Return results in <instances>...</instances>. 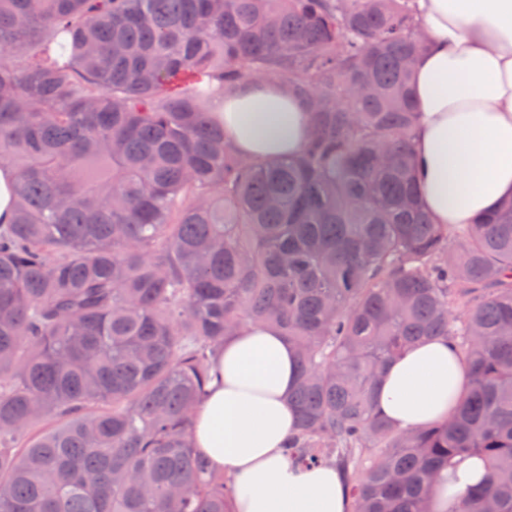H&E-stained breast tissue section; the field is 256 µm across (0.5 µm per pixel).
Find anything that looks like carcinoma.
Returning a JSON list of instances; mask_svg holds the SVG:
<instances>
[{"label": "carcinoma", "mask_w": 512, "mask_h": 512, "mask_svg": "<svg viewBox=\"0 0 512 512\" xmlns=\"http://www.w3.org/2000/svg\"><path fill=\"white\" fill-rule=\"evenodd\" d=\"M414 2L0 0V512H232L191 408L256 323L297 351L286 451L354 512H430L468 456L486 485L446 512H512V200L461 228L419 203ZM262 77L310 115L295 157L212 118ZM422 339L470 383L404 434L376 384ZM14 172L7 165L0 166V222L9 224L13 216L12 185Z\"/></svg>", "instance_id": "carcinoma-1"}]
</instances>
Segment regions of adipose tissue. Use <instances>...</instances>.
<instances>
[{"mask_svg":"<svg viewBox=\"0 0 512 512\" xmlns=\"http://www.w3.org/2000/svg\"><path fill=\"white\" fill-rule=\"evenodd\" d=\"M427 36L413 73L420 120L415 179L434 223L464 225L512 199V0H417ZM247 158L292 157L309 133L301 103L274 82L251 83L211 104ZM193 415L192 446L234 486L233 512H351L336 467H305L282 445L296 425L288 402L296 355L272 328L226 339ZM469 372L448 342L426 340L389 362L377 412L401 431L448 419ZM484 466L458 460L432 491L435 512L476 489Z\"/></svg>","mask_w":512,"mask_h":512,"instance_id":"obj_1","label":"adipose tissue"}]
</instances>
